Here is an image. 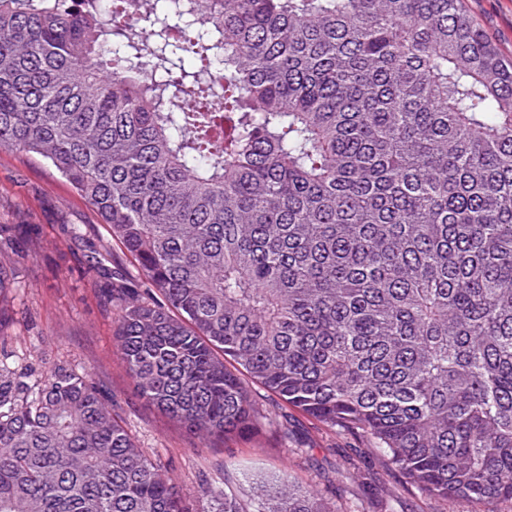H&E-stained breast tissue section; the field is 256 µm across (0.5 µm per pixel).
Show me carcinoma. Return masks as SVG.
I'll list each match as a JSON object with an SVG mask.
<instances>
[{
	"label": "carcinoma",
	"mask_w": 512,
	"mask_h": 512,
	"mask_svg": "<svg viewBox=\"0 0 512 512\" xmlns=\"http://www.w3.org/2000/svg\"><path fill=\"white\" fill-rule=\"evenodd\" d=\"M0 147L61 225L139 395L212 438L277 424L242 376L423 494L512 504V59L461 0H0ZM0 225V297L18 284ZM0 512H336L289 472L189 503L112 401L0 356Z\"/></svg>",
	"instance_id": "carcinoma-1"
}]
</instances>
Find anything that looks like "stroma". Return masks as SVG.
Listing matches in <instances>:
<instances>
[{"label":"stroma","mask_w":512,"mask_h":512,"mask_svg":"<svg viewBox=\"0 0 512 512\" xmlns=\"http://www.w3.org/2000/svg\"><path fill=\"white\" fill-rule=\"evenodd\" d=\"M487 36L512 57V0H464ZM40 225L41 247L18 243V286L0 300V352L43 371L64 364L89 376L111 397L136 443L164 464L188 498L202 485L227 484L239 499L254 492L256 474L288 470L302 485L329 491L338 512L359 502L367 512H501L495 503L449 504L422 494L402 475L337 430L286 405L261 386L250 393L283 429L266 428L253 439L207 442L142 400L114 338L117 312L81 271L79 252L63 224L86 226L107 238L89 205L46 161L0 147V224Z\"/></svg>","instance_id":"35a3bbf8"}]
</instances>
